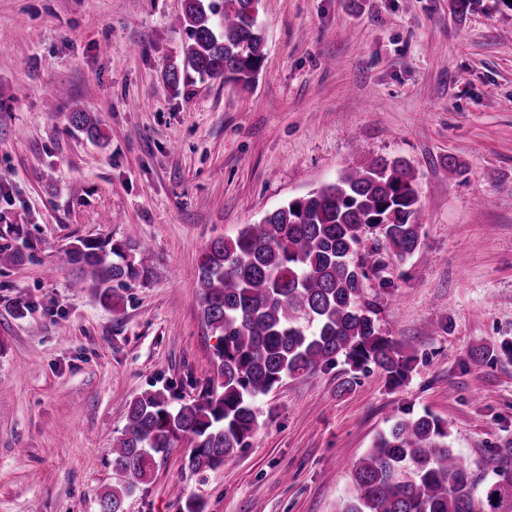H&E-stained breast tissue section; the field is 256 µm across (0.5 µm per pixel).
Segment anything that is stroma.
Wrapping results in <instances>:
<instances>
[{
	"instance_id": "obj_1",
	"label": "stroma",
	"mask_w": 512,
	"mask_h": 512,
	"mask_svg": "<svg viewBox=\"0 0 512 512\" xmlns=\"http://www.w3.org/2000/svg\"><path fill=\"white\" fill-rule=\"evenodd\" d=\"M181 5L0 0V218L30 254L0 268V512H100L128 403L214 375L208 244L379 157L411 164L422 206L421 250L366 290L415 348L407 381L372 367L345 390L340 364L284 379L246 448L201 477L174 445L124 512H183L177 485L205 512H336L407 413L447 420L478 480L512 474V0H260L256 82L175 89ZM84 237L135 244L156 278L111 309L72 285ZM69 122L76 130L84 133L88 139L96 140L100 135L97 121L89 113L83 112L77 107H72L69 112Z\"/></svg>"
}]
</instances>
